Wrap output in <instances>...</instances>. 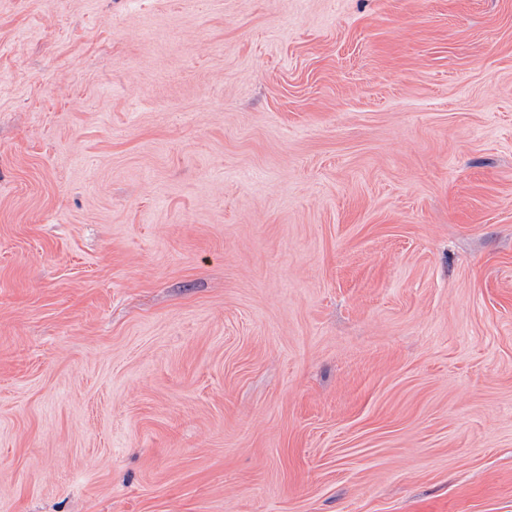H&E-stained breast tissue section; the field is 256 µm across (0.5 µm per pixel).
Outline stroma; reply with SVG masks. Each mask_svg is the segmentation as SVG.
Returning <instances> with one entry per match:
<instances>
[{
	"mask_svg": "<svg viewBox=\"0 0 512 512\" xmlns=\"http://www.w3.org/2000/svg\"><path fill=\"white\" fill-rule=\"evenodd\" d=\"M0 512H512V0H0Z\"/></svg>",
	"mask_w": 512,
	"mask_h": 512,
	"instance_id": "stroma-1",
	"label": "stroma"
}]
</instances>
